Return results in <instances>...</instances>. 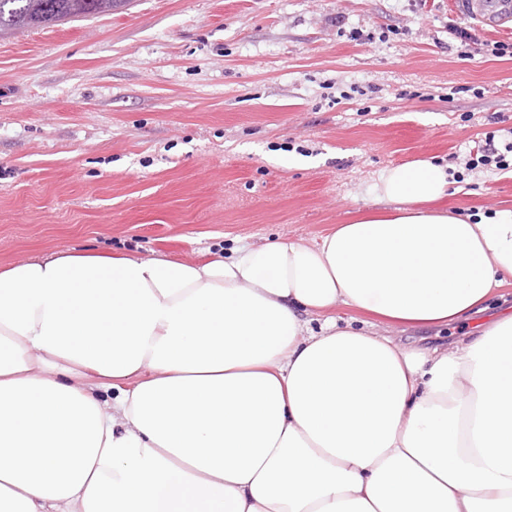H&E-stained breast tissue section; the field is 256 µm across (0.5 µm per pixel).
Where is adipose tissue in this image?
<instances>
[{"label":"adipose tissue","instance_id":"obj_1","mask_svg":"<svg viewBox=\"0 0 512 512\" xmlns=\"http://www.w3.org/2000/svg\"><path fill=\"white\" fill-rule=\"evenodd\" d=\"M376 190L312 244L0 267V512H512V313L454 353L332 314L487 310L512 211L445 208L426 160Z\"/></svg>","mask_w":512,"mask_h":512}]
</instances>
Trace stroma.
<instances>
[{
    "label": "stroma",
    "mask_w": 512,
    "mask_h": 512,
    "mask_svg": "<svg viewBox=\"0 0 512 512\" xmlns=\"http://www.w3.org/2000/svg\"><path fill=\"white\" fill-rule=\"evenodd\" d=\"M450 2L130 0L0 37V265L312 243L416 159L453 171L449 208L512 209V168L470 165L512 139V56L461 50Z\"/></svg>",
    "instance_id": "stroma-1"
}]
</instances>
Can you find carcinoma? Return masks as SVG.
<instances>
[{"label":"carcinoma","instance_id":"obj_1","mask_svg":"<svg viewBox=\"0 0 512 512\" xmlns=\"http://www.w3.org/2000/svg\"><path fill=\"white\" fill-rule=\"evenodd\" d=\"M129 0H0V36L109 13Z\"/></svg>","mask_w":512,"mask_h":512}]
</instances>
